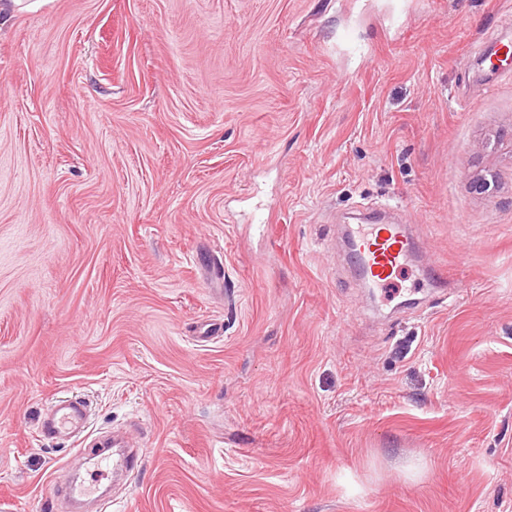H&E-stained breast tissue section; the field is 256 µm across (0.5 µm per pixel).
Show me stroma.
Returning <instances> with one entry per match:
<instances>
[{
    "label": "stroma",
    "mask_w": 512,
    "mask_h": 512,
    "mask_svg": "<svg viewBox=\"0 0 512 512\" xmlns=\"http://www.w3.org/2000/svg\"><path fill=\"white\" fill-rule=\"evenodd\" d=\"M512 0H47L0 24V512H512ZM493 180L489 191L473 179ZM406 214L393 298L344 216ZM88 441L42 440L53 398ZM133 436L122 481L92 440Z\"/></svg>",
    "instance_id": "stroma-1"
}]
</instances>
